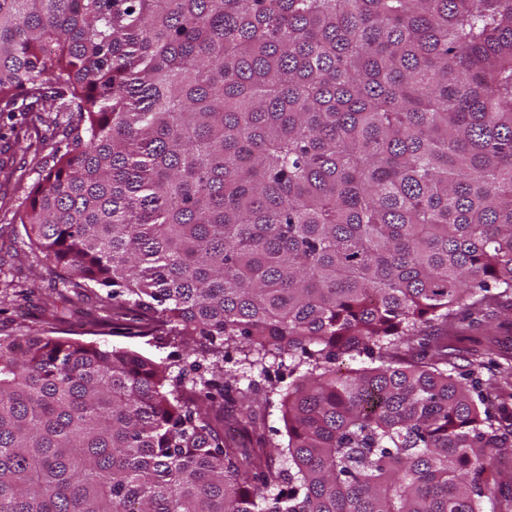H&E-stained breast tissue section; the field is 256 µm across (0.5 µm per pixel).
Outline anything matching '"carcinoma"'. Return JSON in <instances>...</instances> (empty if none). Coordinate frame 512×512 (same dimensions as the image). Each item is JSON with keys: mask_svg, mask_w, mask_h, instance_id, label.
<instances>
[{"mask_svg": "<svg viewBox=\"0 0 512 512\" xmlns=\"http://www.w3.org/2000/svg\"><path fill=\"white\" fill-rule=\"evenodd\" d=\"M0 112L67 139L49 269L199 344L0 336V512H486L507 433L391 353L512 298V0H0ZM230 350L294 375L286 465L224 440L276 393ZM240 359L237 353L230 351L224 360V370L231 371L240 377L244 375L245 379L242 380V384L244 385L248 383L246 377L255 380L260 386H268V380L276 382L278 379H283L279 385L285 389L288 382L291 380L288 378V371L285 370L284 367H278L279 360L274 361L271 356L266 359L265 366L267 372L265 375L261 373V366L253 367L246 362L240 361Z\"/></svg>", "mask_w": 512, "mask_h": 512, "instance_id": "cac0c4a2", "label": "carcinoma"}]
</instances>
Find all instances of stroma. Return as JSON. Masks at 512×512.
I'll return each instance as SVG.
<instances>
[{
    "label": "stroma",
    "mask_w": 512,
    "mask_h": 512,
    "mask_svg": "<svg viewBox=\"0 0 512 512\" xmlns=\"http://www.w3.org/2000/svg\"><path fill=\"white\" fill-rule=\"evenodd\" d=\"M12 123L8 113L0 112V335L46 329L79 341L128 347L157 362L186 356L185 344L163 330L124 336V329H113L94 291L63 287L39 263L13 215L50 164V149L36 141L11 142ZM448 350L456 372L477 373L492 412L503 426L512 425V312L488 305L456 320L448 330ZM489 475L487 494L495 512H512V447L492 457Z\"/></svg>",
    "instance_id": "stroma-1"
}]
</instances>
